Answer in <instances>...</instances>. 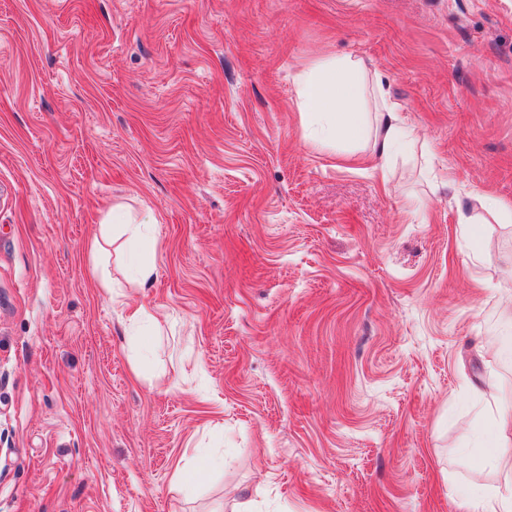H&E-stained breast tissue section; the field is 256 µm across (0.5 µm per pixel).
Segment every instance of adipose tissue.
Listing matches in <instances>:
<instances>
[{"instance_id":"adipose-tissue-1","label":"adipose tissue","mask_w":512,"mask_h":512,"mask_svg":"<svg viewBox=\"0 0 512 512\" xmlns=\"http://www.w3.org/2000/svg\"><path fill=\"white\" fill-rule=\"evenodd\" d=\"M294 81L296 105L308 144L369 141L374 154L385 159L412 144V129L400 118L396 104L381 86L370 83L360 58L346 55L317 60L300 69ZM149 225L146 219L129 221L121 208H113L104 217L99 236L88 242V252L95 259L108 255L119 235L142 242L149 234Z\"/></svg>"}]
</instances>
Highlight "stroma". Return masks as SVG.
Returning <instances> with one entry per match:
<instances>
[{
	"mask_svg": "<svg viewBox=\"0 0 512 512\" xmlns=\"http://www.w3.org/2000/svg\"><path fill=\"white\" fill-rule=\"evenodd\" d=\"M362 59L415 142L305 141ZM450 171L454 182L436 180ZM512 0H0V512H471L512 492ZM124 205L157 275L86 249ZM157 322H128V305ZM473 199L479 204L482 210L489 211L498 223H512V206L510 204L492 202L485 195L479 193L475 194ZM498 387L494 383H489L485 390L482 391L483 396L490 397L496 403L495 413L492 423L497 435L507 439L508 433H512V404L507 406L497 403Z\"/></svg>",
	"mask_w": 512,
	"mask_h": 512,
	"instance_id": "stroma-1",
	"label": "stroma"
}]
</instances>
